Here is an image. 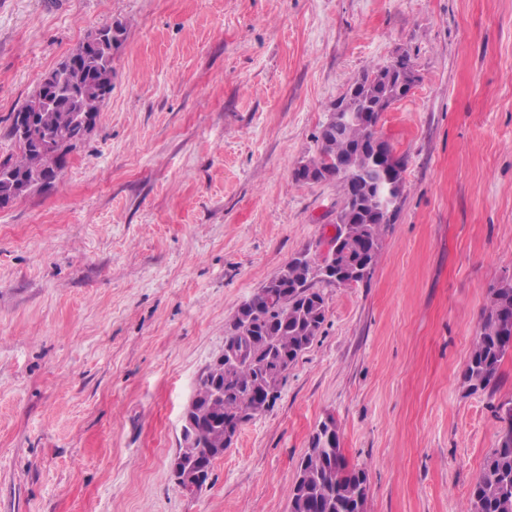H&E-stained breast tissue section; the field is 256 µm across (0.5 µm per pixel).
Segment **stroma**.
Here are the masks:
<instances>
[{
    "instance_id": "1",
    "label": "stroma",
    "mask_w": 512,
    "mask_h": 512,
    "mask_svg": "<svg viewBox=\"0 0 512 512\" xmlns=\"http://www.w3.org/2000/svg\"><path fill=\"white\" fill-rule=\"evenodd\" d=\"M126 33L95 127L52 185L0 208V512H288L336 421L367 512H466L512 401L464 380L512 275V0H0L8 117L84 37ZM410 55L379 136L405 196L368 280L206 486L171 477L181 418L240 304L322 259L340 186L296 184L338 97Z\"/></svg>"
}]
</instances>
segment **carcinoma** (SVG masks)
I'll return each mask as SVG.
<instances>
[{
  "label": "carcinoma",
  "instance_id": "1",
  "mask_svg": "<svg viewBox=\"0 0 512 512\" xmlns=\"http://www.w3.org/2000/svg\"><path fill=\"white\" fill-rule=\"evenodd\" d=\"M95 43H81L70 57L81 61L70 72V80L84 89L71 100L53 89L51 99L37 113L34 136L16 139V126L31 110L27 98L10 114L5 136L17 154L0 161V201L12 202L34 186L51 183L66 156L89 133L73 114L80 110L97 119L112 93L114 52L121 46L124 28L105 26ZM395 79L390 92L369 89L371 71H366L338 102L357 112L369 109L366 90L394 101L406 97L417 74L411 57L401 55L385 67ZM318 155L311 162L319 168L320 180L340 183L342 200L336 212L335 233L329 237L336 252L317 261L304 252L288 264L249 299L244 301L227 327L224 348L243 347L248 354L237 364L216 358L198 379L196 393L186 408L191 424L185 428L179 457L186 461L209 458L214 448H226L224 430L236 428L270 408L278 399L288 369L316 340L326 320L324 289L344 284L343 274L355 266L376 265L381 235L390 223L375 204L378 176L368 175L360 183L339 165L354 157L364 161L378 141L377 125L357 122L336 127L333 118L322 125L317 137ZM512 357V279H504L490 290L489 304L479 323L464 373L472 389L485 390L497 384L498 370ZM367 475L349 468L337 432L320 424L304 452L290 493L289 512H366ZM467 512H512V432H501L486 455L480 475L470 491Z\"/></svg>",
  "mask_w": 512,
  "mask_h": 512
}]
</instances>
